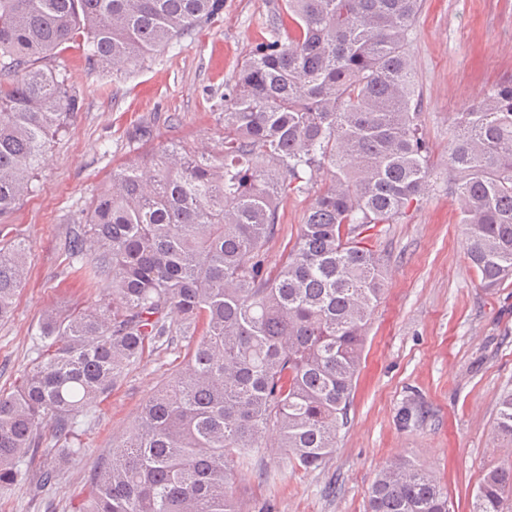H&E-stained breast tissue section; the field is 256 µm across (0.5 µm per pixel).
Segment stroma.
Segmentation results:
<instances>
[{
    "instance_id": "obj_1",
    "label": "stroma",
    "mask_w": 512,
    "mask_h": 512,
    "mask_svg": "<svg viewBox=\"0 0 512 512\" xmlns=\"http://www.w3.org/2000/svg\"><path fill=\"white\" fill-rule=\"evenodd\" d=\"M281 4L224 0L223 11L176 49L127 71L88 67L74 44L42 61V68L68 74L83 106L48 153L31 192L0 217V245L25 243L29 266L13 314L0 321V391H12L34 367L33 337L47 308L100 298L101 289L71 274L64 243L112 168L161 145L218 154L226 86L249 52L270 40L269 20ZM407 53L423 94L435 190L398 223L384 225L378 238L389 278L368 325L333 455L312 472L264 448L255 455L256 469L269 478L258 496L270 500L274 512H367L376 474L402 457L447 486L450 512H469L486 468L512 461V442L494 433L499 398L512 390V280L492 292L481 288L448 193V140L458 112L512 77V0H423ZM143 126L151 128L150 140L136 138ZM329 180L321 174L309 192L283 200L269 266L280 264ZM180 363L179 351L167 350L130 368L87 419L84 455L63 469L44 501H30L20 485L0 489V512H72L93 465L110 454L142 402ZM407 407L422 415L406 428L399 417Z\"/></svg>"
}]
</instances>
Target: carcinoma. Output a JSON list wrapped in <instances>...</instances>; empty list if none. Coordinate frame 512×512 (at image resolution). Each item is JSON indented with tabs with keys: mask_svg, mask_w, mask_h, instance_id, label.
Listing matches in <instances>:
<instances>
[{
	"mask_svg": "<svg viewBox=\"0 0 512 512\" xmlns=\"http://www.w3.org/2000/svg\"><path fill=\"white\" fill-rule=\"evenodd\" d=\"M224 0H0V216L31 190L51 142L81 108L69 77L37 66L80 42L117 71L174 47ZM420 0H284L224 94L218 156L184 146L112 168L64 244L71 273L107 290L45 312L36 369L0 394V487L43 498L81 457L82 419L126 370L184 345L181 367L98 461L74 512H241L253 453L304 471L336 446L369 320L388 270L374 249L430 192L431 147L406 45ZM480 285L512 279V79L460 113L448 140ZM296 241L270 268L279 203L323 171ZM27 249L0 248V320L13 313ZM494 431L512 442V391ZM54 447H43L46 440ZM512 463L486 469L469 512H505ZM370 512H449L433 472L398 459Z\"/></svg>",
	"mask_w": 512,
	"mask_h": 512,
	"instance_id": "carcinoma-1",
	"label": "carcinoma"
}]
</instances>
